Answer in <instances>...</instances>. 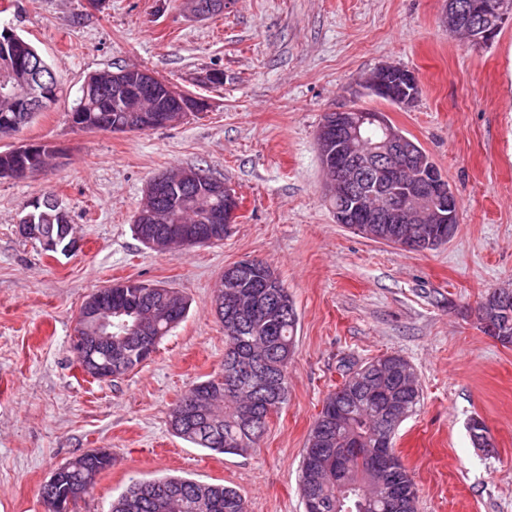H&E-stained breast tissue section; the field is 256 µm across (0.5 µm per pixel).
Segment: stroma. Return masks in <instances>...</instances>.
Here are the masks:
<instances>
[{
  "label": "stroma",
  "instance_id": "35a3bbf8",
  "mask_svg": "<svg viewBox=\"0 0 512 512\" xmlns=\"http://www.w3.org/2000/svg\"><path fill=\"white\" fill-rule=\"evenodd\" d=\"M445 0H228L194 18L185 0H0V29L29 41L62 93L0 151L55 148L45 171L0 178V512H45L40 488L93 448L112 465L72 512H110L135 480L235 487L248 512H305L298 480L309 431L342 381L341 363L397 353L421 387L395 450L417 512H512V346L485 334L478 307L512 289V21L488 44L450 33ZM389 63L416 74L408 106L367 95ZM138 66L207 108L148 132L80 130L69 111L86 77ZM224 82H206L210 72ZM384 112L457 195L447 243L416 252L337 224L317 129L326 112ZM179 168L221 180L240 201L223 241L157 251L132 225L149 181ZM73 227L69 254L20 235L33 200ZM266 262L296 308L288 401L254 451L216 454L177 437L169 413L221 373L224 327L211 296L226 267ZM133 280L186 298L154 355L110 382L81 371L75 319L96 289ZM485 423L492 452L473 445Z\"/></svg>",
  "mask_w": 512,
  "mask_h": 512
}]
</instances>
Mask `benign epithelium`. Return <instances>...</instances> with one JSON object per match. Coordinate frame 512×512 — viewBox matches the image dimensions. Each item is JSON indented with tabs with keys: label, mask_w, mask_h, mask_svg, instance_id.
Masks as SVG:
<instances>
[{
	"label": "benign epithelium",
	"mask_w": 512,
	"mask_h": 512,
	"mask_svg": "<svg viewBox=\"0 0 512 512\" xmlns=\"http://www.w3.org/2000/svg\"><path fill=\"white\" fill-rule=\"evenodd\" d=\"M197 17H208L224 9L226 0L215 5L211 0H187ZM450 32L464 37L473 45L491 41L501 24L512 16V0H448L446 11ZM401 76L408 88L397 93L389 79ZM144 69H125L112 73V86L131 89L130 97L143 101L173 98L171 108L151 107L146 110L125 108L132 112L128 123L112 126L114 132H146L172 126L188 113L197 112L202 101L165 85ZM58 82L54 72L40 57H28L17 72L0 78V94L12 99L23 112H38L56 96ZM368 93L388 98L403 106L412 104L419 91L415 73L395 65L384 64L366 84ZM319 155L327 176L326 198L336 202V222L376 241L414 251L434 249L449 240L456 229L457 198L447 179L435 169V163L400 129L394 127L382 112H370L358 107L342 108L325 113L316 134ZM43 170L37 160L16 165L7 170L14 180H26ZM209 182L210 193H224V210L213 211L205 224H166L146 232V245L196 247L220 241L236 222L239 200L224 183L206 180L205 175L188 168L179 172L176 180L168 175L152 179L146 190V202L136 222L157 223L158 204L181 196L189 198L193 189ZM61 228L47 233L35 227L34 214L26 216L19 228L26 236L40 238L51 252L67 253L74 247L72 226L59 213ZM143 306L134 309L137 318L130 327V336L137 339L139 352L153 355L158 337L147 332L153 325L150 306L158 301L155 291L142 292ZM87 307L97 318L98 327L82 335L74 333L72 347L80 366L103 349L107 361L97 369L102 379L112 378V296L98 291L87 298ZM239 313H261L272 319L278 306L269 302L234 304ZM512 314V294L498 293L484 299L479 306V322L489 336H502L498 327L504 317Z\"/></svg>",
	"instance_id": "7a95c632"
}]
</instances>
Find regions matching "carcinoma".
I'll return each mask as SVG.
<instances>
[{
    "instance_id": "obj_1",
    "label": "carcinoma",
    "mask_w": 512,
    "mask_h": 512,
    "mask_svg": "<svg viewBox=\"0 0 512 512\" xmlns=\"http://www.w3.org/2000/svg\"><path fill=\"white\" fill-rule=\"evenodd\" d=\"M37 51L24 39L0 44V68L19 56ZM112 84V71L95 73L85 81L70 116L85 130H100L101 115L112 112V102H103L95 93L100 86ZM214 206H224V195L196 197L174 207V218L200 217ZM264 264L253 268L238 281V287L224 284V373L209 379L223 390L224 404L213 409L197 406L193 418L177 425L173 422L176 408L190 406L196 387L182 394L171 409L173 433L200 448L219 454H241L259 445L267 424L261 422L266 413H277L287 401L288 362L297 337L298 315L285 288H263L265 298L284 300L290 312L275 323L260 316L239 318L227 308L235 297L242 303L252 300L254 285L262 278ZM175 315L160 319L154 333L165 337L171 332L169 323L182 321L188 302L175 296L170 300ZM141 365L139 354L112 356V374L119 377ZM409 363L391 354L366 362L358 369L346 365L342 383L329 394L310 429L301 462V492L315 495L321 512H393L391 503L407 501L412 483L398 455H393L392 470L379 472L370 468L368 455L376 448L393 443L396 427L394 411L402 407L410 415L420 401L419 385L413 373L406 372ZM338 450L351 457L348 487L340 488L329 481L327 468H336L330 451ZM101 460L81 454L68 461L61 474L60 487L76 491L85 483L89 470ZM247 512L244 498L236 488L220 484H202L184 477H163L135 482L115 500L111 512Z\"/></svg>"
}]
</instances>
